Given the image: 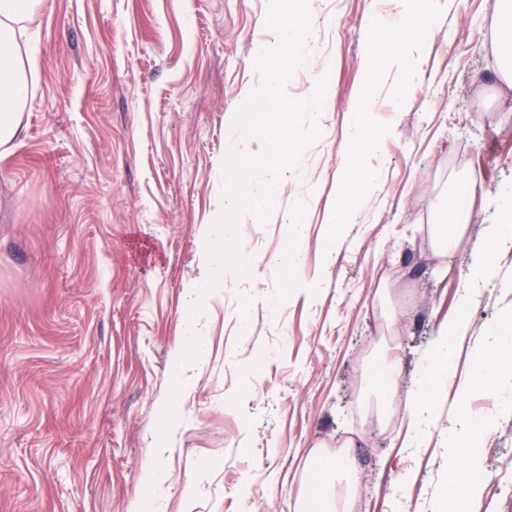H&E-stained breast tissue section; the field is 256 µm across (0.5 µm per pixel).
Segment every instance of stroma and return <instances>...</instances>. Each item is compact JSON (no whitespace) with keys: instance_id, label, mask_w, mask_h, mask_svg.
Masks as SVG:
<instances>
[{"instance_id":"stroma-1","label":"stroma","mask_w":512,"mask_h":512,"mask_svg":"<svg viewBox=\"0 0 512 512\" xmlns=\"http://www.w3.org/2000/svg\"><path fill=\"white\" fill-rule=\"evenodd\" d=\"M494 0H448L411 83L382 71L371 98L382 151L365 202L321 243L350 152L345 124L365 76L367 24L401 0H313L311 46L332 89L320 138L286 174L267 223L240 224L253 289L210 296L203 370L184 393L166 464L168 512L193 484L194 512H295L314 495L310 450L354 439L353 512H440L448 486L441 416L407 448L404 393L445 324L472 335L512 311V251L468 302L459 285L488 251L495 196L512 181V88L499 76ZM268 0H44L29 20L38 59L25 133L0 157V512H137L155 407L169 389L185 288L204 273L201 238L229 145L262 143L227 122L262 77L255 38ZM484 36L476 40L473 29ZM402 97L405 109L389 102ZM466 185L458 254L433 249L450 189ZM302 209L308 299L282 258ZM400 310L388 320L378 291ZM398 364L401 397L370 426L372 360ZM468 512H512V413L485 439Z\"/></svg>"}]
</instances>
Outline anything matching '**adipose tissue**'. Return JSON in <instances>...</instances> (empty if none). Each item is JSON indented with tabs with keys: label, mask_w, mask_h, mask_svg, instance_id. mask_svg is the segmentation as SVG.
<instances>
[{
	"label": "adipose tissue",
	"mask_w": 512,
	"mask_h": 512,
	"mask_svg": "<svg viewBox=\"0 0 512 512\" xmlns=\"http://www.w3.org/2000/svg\"><path fill=\"white\" fill-rule=\"evenodd\" d=\"M43 0H0V148L6 149L23 132V114L30 100V77L35 74L37 61L24 55L19 44L26 35L29 18ZM447 0H407L406 6L391 21L374 15L368 29L369 53L366 77L362 90L350 114L347 136L352 151L341 173L336 178L339 197L363 202L351 181V173H358L363 184L376 180L375 172L364 167L362 159L377 154L380 141L374 137L366 123L370 110L369 93L381 68L395 70L408 80L417 72L420 41L435 33ZM468 207L461 190L448 195L433 234L438 250L454 256L459 237L465 229ZM467 338L465 318H458L443 332L433 355L421 363V370L411 391L408 408V443L418 446L421 438L440 417L438 393L455 375L456 344ZM481 354L475 368L457 388L455 404L466 408L472 391L491 389L500 410L512 411V377L502 376L500 367L506 355L512 354V335L500 328L485 329L480 339ZM493 426L492 417L478 412L472 414L466 431L456 433L459 445L448 452V512H464L466 495L458 480L461 476L476 477V463L483 446V436ZM309 469L316 479L317 495L301 497L296 512H347L356 486L354 461L348 450L341 449L332 456H312Z\"/></svg>",
	"instance_id": "ef3b65f1"
}]
</instances>
